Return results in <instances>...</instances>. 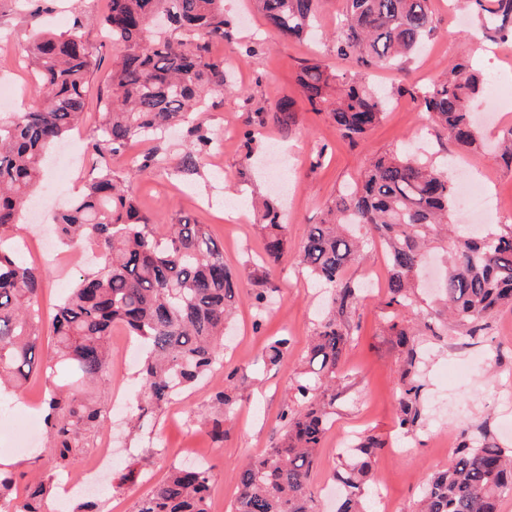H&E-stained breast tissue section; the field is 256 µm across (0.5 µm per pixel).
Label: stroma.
<instances>
[{
    "mask_svg": "<svg viewBox=\"0 0 512 512\" xmlns=\"http://www.w3.org/2000/svg\"><path fill=\"white\" fill-rule=\"evenodd\" d=\"M49 6V12L33 17L17 11L13 0H0V81L17 86L23 108L36 109L43 98L27 61L35 33L47 28L67 31L73 14L81 13L87 21L79 34L97 48L100 64L89 80V110L82 124L51 153L52 160L59 162L68 156L75 158V165L60 174L54 168L46 169L34 192L35 207L13 233L15 241L28 243L22 251L25 262L44 274L39 306L45 314L54 310L80 274L94 270L93 264L80 260L75 252L60 250L49 257L38 254L35 247L51 244L50 224L86 181L92 165L87 158L88 143L100 119L99 96L108 81L113 54L97 22L107 0H50ZM343 7L344 0H322L319 38L297 41L268 29L252 0H224V10L234 17L235 27L231 40L214 43L212 52L225 58L233 89L214 96L207 111L198 116L223 140L222 156L206 158L198 176L183 178L174 166L183 138L173 132L165 140L172 159L166 168L132 173L125 159L112 161L113 169L127 178L142 212L157 218V234L165 233L166 222L191 217L207 226L233 272L258 274L264 254L258 222L265 200L277 197L278 189L264 174L242 179V132L249 112L274 108L285 99L294 103L297 119L292 130L284 134L269 126L258 139L259 151L277 146L288 159V193L282 202L288 255L268 283L273 309L262 325H255L252 300L249 294H241L224 358L210 376L160 414L148 417L137 436L127 435L124 418H113L112 446L117 460L101 484L88 493L98 501L101 512H131L135 501L171 465L200 459L213 467L214 512H229L238 494L239 466L274 446L284 434L279 416L293 393V383L308 372L307 342L324 313L319 289L299 263L300 246L309 225L319 222L339 190L359 180L367 157L409 144L436 161L467 166L485 180L491 207L476 212L457 205L455 224L466 232L512 224V209L505 207L512 202V167L492 148L503 128L512 126V42L493 48L475 24L464 26L456 21L448 0H434V34L406 70L378 65L366 71V84L387 93L390 102L382 122L354 145L341 138L325 113L312 110L298 82L302 68L316 59L335 69H347V61L336 56L333 38ZM256 38L265 45L261 55L247 60L232 53L233 45ZM463 55L485 79L474 110L483 109L495 96L506 108L499 125L482 129L484 148L470 151L462 150L435 126L412 95L413 89L440 80ZM320 144L327 145L328 151L321 166L315 167L311 154ZM355 232L367 242L346 277L361 290L344 316L350 341L331 389L335 400L310 483L319 512H335L334 469L347 459L340 442L353 435H370L381 449L373 463L368 512H418L428 475L451 463L463 439L485 437L512 447V310L494 315L483 337L472 339L444 328L437 335L419 337L422 416L412 430H402L397 414L406 361L403 348L386 328L388 263L378 242L367 238L365 227H356ZM278 336L289 338L288 356L282 366L264 365V347ZM131 341L123 328H113L112 375L84 388L82 398L107 403L119 393L132 400L140 378L137 365L127 361ZM219 388L231 391L235 403L224 419V439L217 442L200 418L215 415L210 395ZM42 397L40 387L30 385L0 417V430L26 442L20 449L0 450V460L30 474L50 466L48 457L41 454L46 436H24L26 418L38 410Z\"/></svg>",
    "mask_w": 512,
    "mask_h": 512,
    "instance_id": "1",
    "label": "stroma"
}]
</instances>
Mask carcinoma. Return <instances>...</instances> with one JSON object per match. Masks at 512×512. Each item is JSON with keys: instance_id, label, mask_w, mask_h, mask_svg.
<instances>
[{"instance_id": "obj_1", "label": "carcinoma", "mask_w": 512, "mask_h": 512, "mask_svg": "<svg viewBox=\"0 0 512 512\" xmlns=\"http://www.w3.org/2000/svg\"><path fill=\"white\" fill-rule=\"evenodd\" d=\"M320 0H255L266 24L284 37L312 33ZM474 13L484 37L512 38V0H461ZM75 16L66 33H38L30 42V65L46 88L43 107L0 115V242L18 224L25 203L40 183L49 148L75 129L87 108V84L98 56L78 34ZM100 24L112 40L115 62L106 87L99 125L91 136L93 153L122 157L132 143L150 137L160 143L173 125L186 127L185 149L177 169L198 173L217 141L197 115L205 96L231 89L225 61L211 44L230 38L234 18L224 0H107ZM432 0H345L336 54L358 68L378 64L400 68L432 36ZM299 83L307 102L327 112L341 136L355 142L383 118L388 98L366 88L359 73L333 75L319 60L305 65ZM483 80L464 56L443 79L417 89L425 111L457 145L479 144L472 102ZM294 119L288 100L272 112H252L243 131L244 168L252 171L257 135L272 123L286 130ZM167 154L158 145L138 155L129 170L162 167ZM448 170L427 158L396 149L369 161L361 184L340 194L324 218L310 225L300 263L323 288L329 312L311 337L310 376L297 380L291 404L280 414L284 434L274 447L239 470V494L232 512H315L310 473L326 435L328 384L349 342L336 321L358 299L345 278L361 244L348 233L351 224L368 226L385 246L391 276L386 306L393 309L387 329L405 350L399 426L420 418L415 337L437 335V320L448 317L463 336L485 334L488 320L512 308V224L474 237L453 234L448 219L456 202ZM262 273L253 277L251 298L260 326L268 308L264 284L287 254L286 225L279 207L263 211ZM156 220L140 213L130 185L106 163L95 164L85 191L55 218L60 244L98 254L99 268L79 276L48 322L39 315L43 275L17 251L0 246V394L24 389L31 376L44 383L45 423L53 465L32 478L0 467V512H47L57 478L86 452V435L100 427L106 409L77 395L81 385L112 373L110 336L120 324L139 337L145 359L131 426L160 409L214 370L224 353V330L243 288L224 263V249L206 226L188 217L154 234ZM448 255L442 309H417L415 288L428 254ZM415 314L407 320L402 312ZM53 342V356L40 353L42 333ZM288 338L271 341L269 364H280ZM380 444L354 441L357 461L335 472L343 488L336 512H366L369 460ZM512 492V448L486 439H465L454 462L430 475L420 512H497L505 491ZM211 468L173 466L134 506L133 512H211Z\"/></svg>"}]
</instances>
